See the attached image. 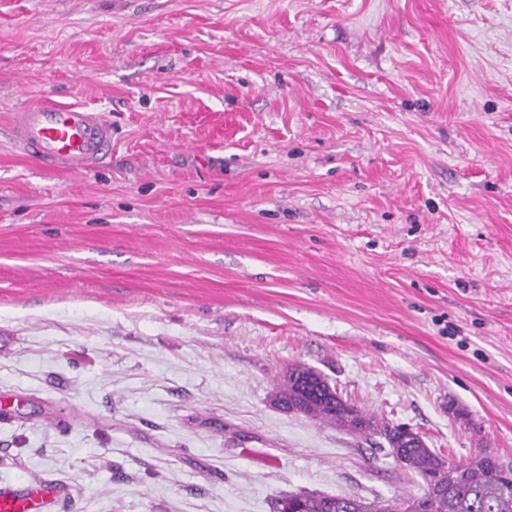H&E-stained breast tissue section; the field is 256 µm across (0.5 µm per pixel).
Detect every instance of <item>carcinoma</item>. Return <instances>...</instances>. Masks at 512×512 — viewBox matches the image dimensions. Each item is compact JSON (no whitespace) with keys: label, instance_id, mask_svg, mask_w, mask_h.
<instances>
[{"label":"carcinoma","instance_id":"1","mask_svg":"<svg viewBox=\"0 0 512 512\" xmlns=\"http://www.w3.org/2000/svg\"><path fill=\"white\" fill-rule=\"evenodd\" d=\"M275 398L284 408L317 422L384 436L395 463L424 483L419 496L374 501L352 494L300 492L279 499L276 512H512V468L493 452L468 461L439 455L420 438L351 405L323 375L301 364L288 367Z\"/></svg>","mask_w":512,"mask_h":512}]
</instances>
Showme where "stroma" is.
<instances>
[{"label":"stroma","instance_id":"stroma-1","mask_svg":"<svg viewBox=\"0 0 512 512\" xmlns=\"http://www.w3.org/2000/svg\"><path fill=\"white\" fill-rule=\"evenodd\" d=\"M104 112L55 173L10 114ZM302 363L512 465V0H0V483L54 512L421 494ZM12 140L48 170L88 171L112 155V125L101 112L39 97L9 124ZM57 497L56 486L37 480L0 483V512H48Z\"/></svg>","mask_w":512,"mask_h":512}]
</instances>
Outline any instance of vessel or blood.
<instances>
[{"mask_svg": "<svg viewBox=\"0 0 512 512\" xmlns=\"http://www.w3.org/2000/svg\"><path fill=\"white\" fill-rule=\"evenodd\" d=\"M12 140L52 171H88L112 154V126L102 113L40 97L21 105L9 124ZM56 486L37 480L0 483V512H49Z\"/></svg>", "mask_w": 512, "mask_h": 512, "instance_id": "1", "label": "vessel or blood"}]
</instances>
